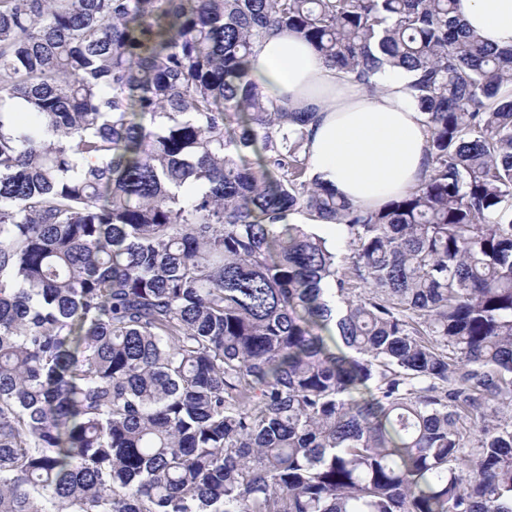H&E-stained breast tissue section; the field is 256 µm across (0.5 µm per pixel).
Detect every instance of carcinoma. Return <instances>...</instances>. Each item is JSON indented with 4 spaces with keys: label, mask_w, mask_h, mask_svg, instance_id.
I'll list each match as a JSON object with an SVG mask.
<instances>
[{
    "label": "carcinoma",
    "mask_w": 512,
    "mask_h": 512,
    "mask_svg": "<svg viewBox=\"0 0 512 512\" xmlns=\"http://www.w3.org/2000/svg\"><path fill=\"white\" fill-rule=\"evenodd\" d=\"M283 30L410 75L416 189L309 177ZM0 512H512V48L456 0H0Z\"/></svg>",
    "instance_id": "cac0c4a2"
}]
</instances>
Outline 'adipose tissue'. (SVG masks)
<instances>
[{"instance_id":"1","label":"adipose tissue","mask_w":512,"mask_h":512,"mask_svg":"<svg viewBox=\"0 0 512 512\" xmlns=\"http://www.w3.org/2000/svg\"><path fill=\"white\" fill-rule=\"evenodd\" d=\"M460 17L497 48L512 47V0H458ZM252 77L293 112H312L310 173L352 203L377 209L406 195L428 170L429 133L403 71L380 76L373 94L342 77L299 35L283 32L256 46Z\"/></svg>"}]
</instances>
